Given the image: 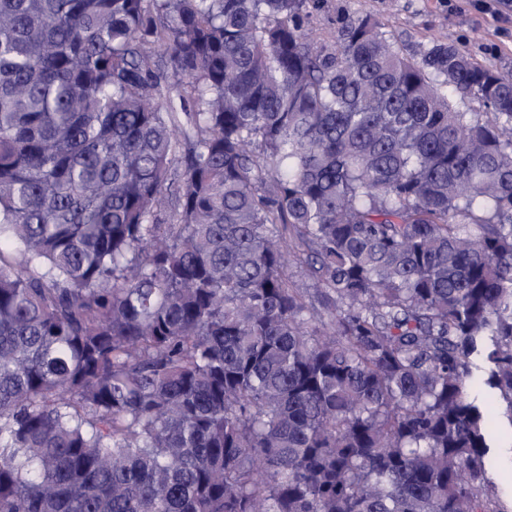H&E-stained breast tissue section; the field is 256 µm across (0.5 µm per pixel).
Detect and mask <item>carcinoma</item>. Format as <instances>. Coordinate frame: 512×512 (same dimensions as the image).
<instances>
[{"mask_svg":"<svg viewBox=\"0 0 512 512\" xmlns=\"http://www.w3.org/2000/svg\"><path fill=\"white\" fill-rule=\"evenodd\" d=\"M310 9L0 0V512H503L512 75ZM507 426L500 420L494 425V432L499 441L498 447L490 450L487 470L494 483L501 507L512 512V444L510 429Z\"/></svg>","mask_w":512,"mask_h":512,"instance_id":"1","label":"carcinoma"}]
</instances>
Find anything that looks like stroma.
<instances>
[{
    "label": "stroma",
    "mask_w": 512,
    "mask_h": 512,
    "mask_svg": "<svg viewBox=\"0 0 512 512\" xmlns=\"http://www.w3.org/2000/svg\"><path fill=\"white\" fill-rule=\"evenodd\" d=\"M341 13L371 14L406 43L416 45L434 37L464 47L480 60L495 62L512 73V34H502L491 18L467 0H318L310 25L330 31ZM497 448L491 449L487 470L504 512H512V430L496 422Z\"/></svg>",
    "instance_id": "1"
}]
</instances>
